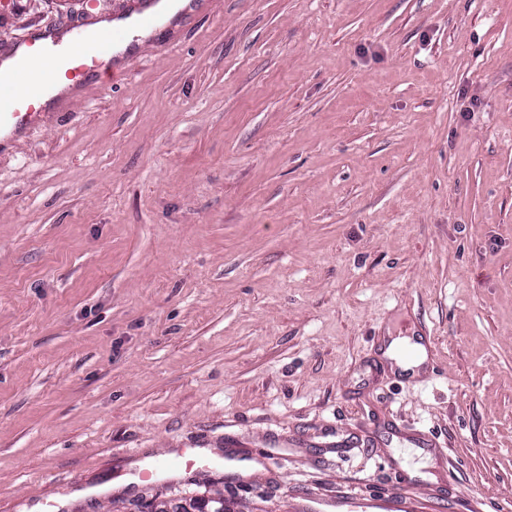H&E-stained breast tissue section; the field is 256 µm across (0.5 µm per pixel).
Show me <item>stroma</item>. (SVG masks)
I'll return each mask as SVG.
<instances>
[{"mask_svg":"<svg viewBox=\"0 0 512 512\" xmlns=\"http://www.w3.org/2000/svg\"><path fill=\"white\" fill-rule=\"evenodd\" d=\"M135 7L0 0V44ZM133 448L212 455L112 488ZM217 489L512 512V0H210L0 146V512ZM388 340L384 356L396 361V364L403 372H411L417 369L424 361V347L419 342H414L412 337L386 336ZM414 350L416 357H407L408 351Z\"/></svg>","mask_w":512,"mask_h":512,"instance_id":"stroma-1","label":"stroma"}]
</instances>
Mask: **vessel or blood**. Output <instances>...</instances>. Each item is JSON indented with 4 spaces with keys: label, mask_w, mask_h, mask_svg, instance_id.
Listing matches in <instances>:
<instances>
[{
    "label": "vessel or blood",
    "mask_w": 512,
    "mask_h": 512,
    "mask_svg": "<svg viewBox=\"0 0 512 512\" xmlns=\"http://www.w3.org/2000/svg\"><path fill=\"white\" fill-rule=\"evenodd\" d=\"M111 44L110 30L89 39L78 28L44 29L0 47V141L13 138L42 115L45 86L30 80L37 60L50 64L54 80L66 81L67 92L82 93L101 69Z\"/></svg>",
    "instance_id": "b4317fda"
}]
</instances>
